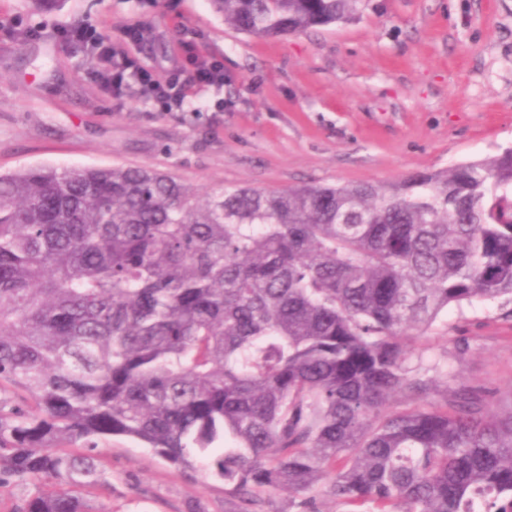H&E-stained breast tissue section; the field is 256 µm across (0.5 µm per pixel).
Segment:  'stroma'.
<instances>
[{
	"label": "stroma",
	"instance_id": "stroma-1",
	"mask_svg": "<svg viewBox=\"0 0 512 512\" xmlns=\"http://www.w3.org/2000/svg\"><path fill=\"white\" fill-rule=\"evenodd\" d=\"M82 23L112 37L138 25L130 55L163 81L189 57L219 59L224 86L183 110L115 98ZM512 147V0H360L349 21L284 38L225 25L210 0H64L41 11L0 0V172L146 166L201 190L302 183L386 184ZM500 301L440 315L415 345L463 379L512 392V321ZM112 477L102 512H233L203 467L178 468L127 437L99 443Z\"/></svg>",
	"mask_w": 512,
	"mask_h": 512
}]
</instances>
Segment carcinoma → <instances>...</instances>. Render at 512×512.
Returning <instances> with one entry per match:
<instances>
[{"instance_id": "carcinoma-1", "label": "carcinoma", "mask_w": 512, "mask_h": 512, "mask_svg": "<svg viewBox=\"0 0 512 512\" xmlns=\"http://www.w3.org/2000/svg\"><path fill=\"white\" fill-rule=\"evenodd\" d=\"M254 37L360 0H210ZM512 304V148L389 185L198 192L144 166L0 173V487L97 512L96 449L204 460L235 512L311 492L349 512H512V400L412 344Z\"/></svg>"}]
</instances>
